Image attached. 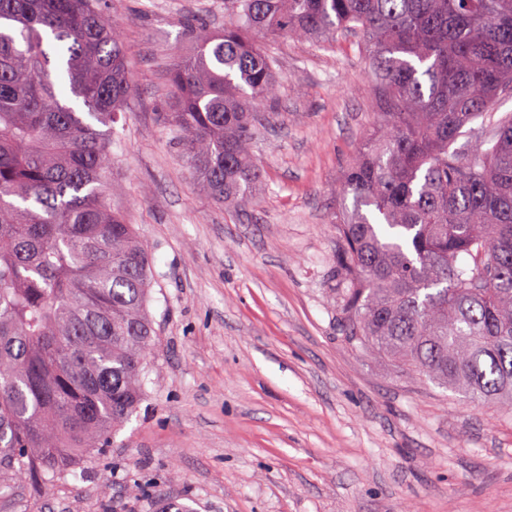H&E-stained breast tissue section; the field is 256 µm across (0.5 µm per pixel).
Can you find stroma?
Returning <instances> with one entry per match:
<instances>
[{"label": "stroma", "mask_w": 512, "mask_h": 512, "mask_svg": "<svg viewBox=\"0 0 512 512\" xmlns=\"http://www.w3.org/2000/svg\"><path fill=\"white\" fill-rule=\"evenodd\" d=\"M134 92L112 136V204L155 256L147 398L105 453L0 512H512V410L351 343L336 186L376 121L355 37L267 43L278 93L248 211L197 183L160 114L224 0H108Z\"/></svg>", "instance_id": "1"}]
</instances>
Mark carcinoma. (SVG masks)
I'll return each instance as SVG.
<instances>
[{
	"label": "carcinoma",
	"instance_id": "carcinoma-1",
	"mask_svg": "<svg viewBox=\"0 0 512 512\" xmlns=\"http://www.w3.org/2000/svg\"><path fill=\"white\" fill-rule=\"evenodd\" d=\"M187 31L163 124L239 209L276 96L253 36L362 35L380 112L336 187L349 336L472 401L512 398V113L486 148L454 147L512 87V0H224V31ZM132 93L104 0H0V490L76 475L147 397L154 256L108 203Z\"/></svg>",
	"mask_w": 512,
	"mask_h": 512
}]
</instances>
